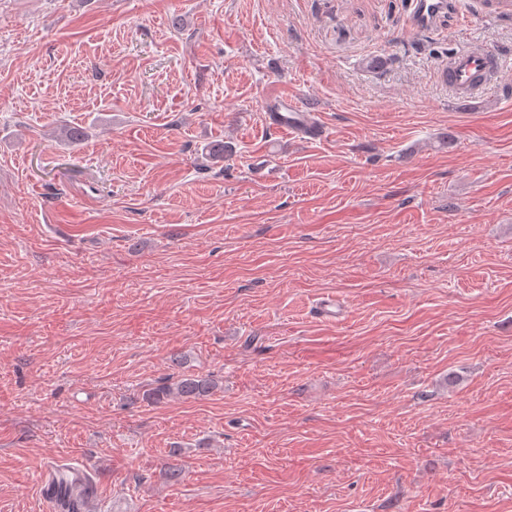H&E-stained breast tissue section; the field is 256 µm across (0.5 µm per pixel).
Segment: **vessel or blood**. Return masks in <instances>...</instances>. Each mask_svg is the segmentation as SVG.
Segmentation results:
<instances>
[{"mask_svg": "<svg viewBox=\"0 0 512 512\" xmlns=\"http://www.w3.org/2000/svg\"><path fill=\"white\" fill-rule=\"evenodd\" d=\"M448 7V0H415V26L430 27ZM503 67V60L494 51L476 41L451 58L448 83L456 95L467 97L490 86ZM265 124L269 129L291 133L304 140L315 141L326 136L325 126L310 112H269L265 115Z\"/></svg>", "mask_w": 512, "mask_h": 512, "instance_id": "obj_1", "label": "vessel or blood"}]
</instances>
